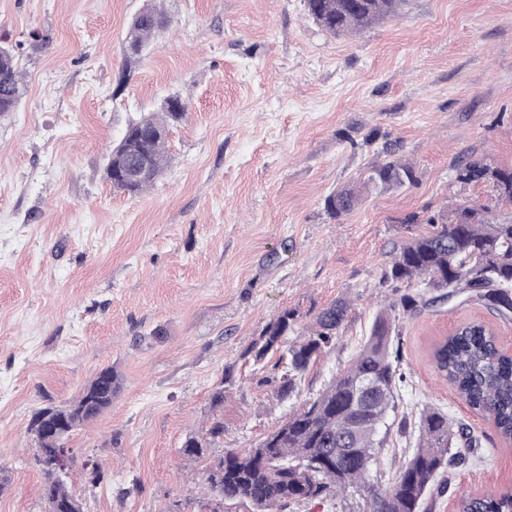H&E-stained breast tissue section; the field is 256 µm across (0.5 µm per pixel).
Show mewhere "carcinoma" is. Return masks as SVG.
<instances>
[{"instance_id":"1","label":"carcinoma","mask_w":512,"mask_h":512,"mask_svg":"<svg viewBox=\"0 0 512 512\" xmlns=\"http://www.w3.org/2000/svg\"><path fill=\"white\" fill-rule=\"evenodd\" d=\"M409 0H304L305 11L322 30L335 36L360 33L398 17ZM170 17L157 4L148 3L131 20L124 39L128 62L141 59L158 30ZM18 48L0 44V116L15 111L23 95L17 67ZM187 116L178 93L164 98L156 112L131 121L108 155L106 176L112 187L137 195L153 186L167 170L169 127ZM458 181L488 183L497 201L511 207L505 214L489 216L486 206L460 205L451 213L425 218L414 215L410 224H432L436 230L415 238L399 249L385 280L394 290L420 279L438 292L427 300L421 293L403 294L380 311L370 333L350 364L341 369L313 399L288 414L255 447L230 450L205 467V484L219 505H247L251 512H286L292 505L315 500L330 492H360L368 486L379 437L387 417L396 412V392L406 381L400 369L401 332L398 312H420L437 301L466 291L473 281L487 287L512 288V167L502 168L480 160L460 162ZM414 181L408 164L390 161L375 168L364 180L365 189L381 190ZM360 194L344 188L325 199L334 218L352 211ZM349 305L337 301L324 309L307 336L288 341L294 315L283 312L262 333L254 346L255 360L279 355L272 369L280 371L278 395L294 391L302 376L326 349L336 344ZM431 361L457 397L475 414L487 419L500 437L512 442V356L502 353L495 332L482 322L461 324L451 335L434 343ZM380 381L386 390L357 408V384ZM122 386L110 367L98 370L79 395L63 406L49 405L36 412L41 431L34 432L41 448H62L78 427L94 420L112 405ZM419 443L399 468L394 482L366 495L367 512H419L422 499L439 472L462 459L456 448L472 444L470 434L453 427L448 415L424 411L419 420ZM224 433L215 421L203 433L188 436L181 455L189 461L204 457L212 439ZM44 473L42 499L46 512H84L82 502L68 486L69 473L56 470V457H37ZM457 512H512V493L487 492L460 496Z\"/></svg>"}]
</instances>
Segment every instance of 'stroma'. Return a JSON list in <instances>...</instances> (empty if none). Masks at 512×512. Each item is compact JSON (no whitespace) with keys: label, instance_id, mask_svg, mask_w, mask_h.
<instances>
[{"label":"stroma","instance_id":"35a3bbf8","mask_svg":"<svg viewBox=\"0 0 512 512\" xmlns=\"http://www.w3.org/2000/svg\"><path fill=\"white\" fill-rule=\"evenodd\" d=\"M145 3L0 0V42H23L25 83L0 118V512H44L31 421L108 366L121 392L66 442L84 512H208L191 490L206 462L254 447L316 397L394 300L386 270L431 230L407 216L494 206L490 185L457 181L463 159L512 167V0H410L399 19L351 36L323 31L303 0H163L170 26L130 65L127 24ZM33 28L51 41L26 44ZM175 92L188 116L168 136L169 169L140 195L115 191L112 146ZM396 159L413 183L329 217L328 195ZM340 299L335 346L278 399L253 344L287 310L301 337ZM469 320L493 326L512 354V319L480 303L399 316L407 381L371 482L394 480L425 408L475 440L421 512L512 489V444L429 358ZM216 419L223 437L184 461L187 435ZM96 468L107 482L93 484Z\"/></svg>","mask_w":512,"mask_h":512}]
</instances>
